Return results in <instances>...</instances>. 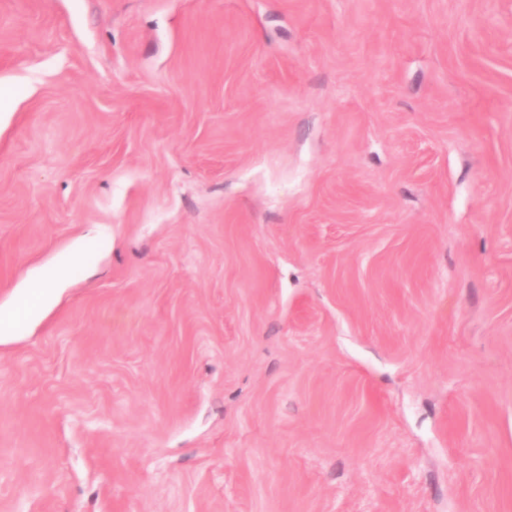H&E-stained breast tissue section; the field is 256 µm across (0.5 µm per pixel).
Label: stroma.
<instances>
[{
	"instance_id": "obj_1",
	"label": "stroma",
	"mask_w": 512,
	"mask_h": 512,
	"mask_svg": "<svg viewBox=\"0 0 512 512\" xmlns=\"http://www.w3.org/2000/svg\"><path fill=\"white\" fill-rule=\"evenodd\" d=\"M0 512H512V0H0ZM81 264L79 251H71L61 262L56 276L51 280L40 279L28 287L27 293L12 307L0 310V341L2 336H11L23 323L37 318L43 308L52 302L59 288Z\"/></svg>"
}]
</instances>
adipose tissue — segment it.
<instances>
[{
  "mask_svg": "<svg viewBox=\"0 0 512 512\" xmlns=\"http://www.w3.org/2000/svg\"><path fill=\"white\" fill-rule=\"evenodd\" d=\"M81 264L79 251H71L61 262L53 279H40L30 284L27 293L12 307L0 310V335L9 336L23 323L37 318L43 308L52 302L60 286L68 280Z\"/></svg>",
  "mask_w": 512,
  "mask_h": 512,
  "instance_id": "1",
  "label": "adipose tissue"
}]
</instances>
